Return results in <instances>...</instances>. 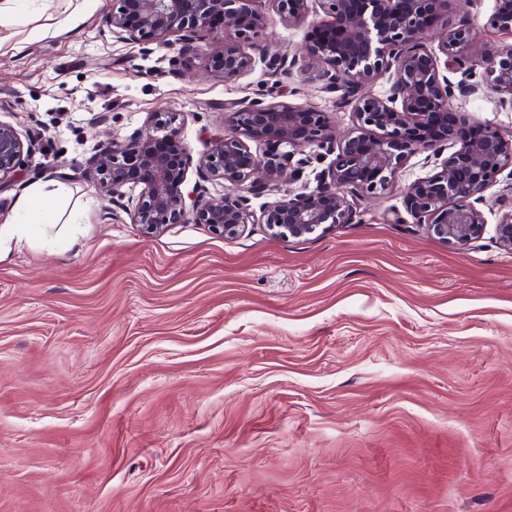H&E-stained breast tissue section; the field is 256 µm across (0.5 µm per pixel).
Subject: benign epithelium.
I'll list each match as a JSON object with an SVG mask.
<instances>
[{"instance_id":"1","label":"benign epithelium","mask_w":512,"mask_h":512,"mask_svg":"<svg viewBox=\"0 0 512 512\" xmlns=\"http://www.w3.org/2000/svg\"><path fill=\"white\" fill-rule=\"evenodd\" d=\"M106 19L115 42L137 43L151 52L154 43L176 46L169 59L178 73L193 54L208 47L207 65L235 80L256 61L274 78L255 98L224 105L230 131L198 159L180 137L184 113L159 109L128 138L96 150L90 176L99 193L119 204L146 235L171 224H205L222 237L235 236L255 221L276 237L304 238L326 225L350 224L355 200L391 191L403 162L418 151L453 152L439 170L414 181L406 203L416 223L446 244L464 247L479 239L484 217L476 204L502 174L512 180V134L482 125L473 138L464 114L450 109L455 98L479 92L512 111V44H487L480 51L481 79L468 56L478 32L467 20L448 24V0H115ZM292 25L312 21L303 56L321 64L322 89L352 107L356 131L336 143L326 112L310 105L279 101L280 77L301 66V57L272 54L258 42L267 24L266 8ZM489 25L512 33V0H495ZM439 34L438 51L427 49L429 33ZM250 47L252 52L245 51ZM389 75L382 96L361 89ZM261 144L257 153L251 144ZM317 148L336 157L317 175L316 189L286 194L254 217L251 196L274 191L289 175L295 156ZM31 145L11 124L0 122V190L23 171ZM199 180L224 184L225 193L208 196L195 184L186 189L190 167ZM506 211L497 224L500 245L512 250V183L502 195Z\"/></svg>"}]
</instances>
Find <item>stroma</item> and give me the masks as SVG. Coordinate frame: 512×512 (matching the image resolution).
Segmentation results:
<instances>
[{
    "mask_svg": "<svg viewBox=\"0 0 512 512\" xmlns=\"http://www.w3.org/2000/svg\"><path fill=\"white\" fill-rule=\"evenodd\" d=\"M112 0L64 27L71 0H0V121L32 139L0 190V512H512V251L485 194L484 232L453 247L415 223L419 152L354 223L305 238L250 224L233 237L174 224L147 237L88 176L98 146L149 112H183L193 157L229 127L225 103L265 89L204 56L113 42ZM493 0H450L482 42ZM50 28L44 38L34 31ZM304 25L270 15V51L301 52ZM306 63L289 100L350 107ZM512 133L490 95L453 103ZM62 193L48 223L11 237L25 189ZM86 216L83 235L66 223Z\"/></svg>",
    "mask_w": 512,
    "mask_h": 512,
    "instance_id": "stroma-1",
    "label": "stroma"
}]
</instances>
